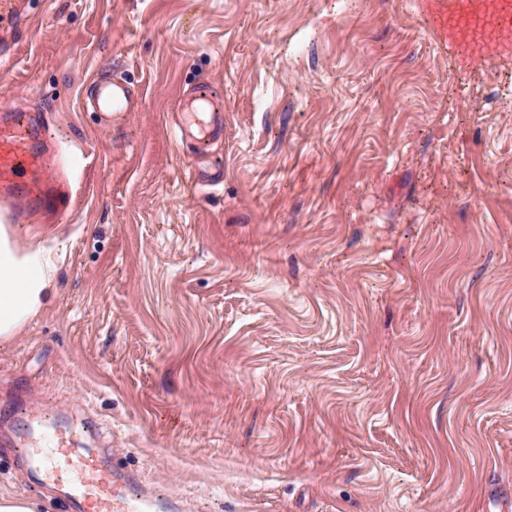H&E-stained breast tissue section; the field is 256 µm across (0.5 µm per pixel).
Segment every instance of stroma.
<instances>
[{
    "instance_id": "1",
    "label": "stroma",
    "mask_w": 512,
    "mask_h": 512,
    "mask_svg": "<svg viewBox=\"0 0 512 512\" xmlns=\"http://www.w3.org/2000/svg\"><path fill=\"white\" fill-rule=\"evenodd\" d=\"M425 8L34 0L0 107L92 162L12 227L64 255L0 415L43 404L183 512H512V55ZM102 72L143 89L109 125ZM201 82L224 139L194 152ZM0 488L57 512L7 459ZM177 140H189L194 146L206 145L224 136V109L215 101L212 89L199 83L176 100Z\"/></svg>"
}]
</instances>
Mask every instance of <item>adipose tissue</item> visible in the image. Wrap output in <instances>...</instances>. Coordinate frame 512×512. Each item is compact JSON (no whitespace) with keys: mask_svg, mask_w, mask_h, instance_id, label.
<instances>
[{"mask_svg":"<svg viewBox=\"0 0 512 512\" xmlns=\"http://www.w3.org/2000/svg\"><path fill=\"white\" fill-rule=\"evenodd\" d=\"M57 260L52 249L20 245L0 225V343L20 336L55 295Z\"/></svg>","mask_w":512,"mask_h":512,"instance_id":"adipose-tissue-1","label":"adipose tissue"}]
</instances>
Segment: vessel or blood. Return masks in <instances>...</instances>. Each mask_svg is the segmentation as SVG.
<instances>
[{
	"instance_id": "1",
	"label": "vessel or blood",
	"mask_w": 512,
	"mask_h": 512,
	"mask_svg": "<svg viewBox=\"0 0 512 512\" xmlns=\"http://www.w3.org/2000/svg\"><path fill=\"white\" fill-rule=\"evenodd\" d=\"M431 26L449 48L475 61L512 53V0H432ZM27 0H0V56L11 55L28 32ZM141 90L125 78L101 75L86 101L104 123L135 111ZM177 140L202 146L224 135V109L212 89L198 84L176 101ZM60 150L47 132L41 105L0 108V218L20 223L57 210L70 184L59 172ZM9 445L33 483L57 489L64 512H169L168 499L143 488L132 472L81 447L72 431L38 404L12 425Z\"/></svg>"
}]
</instances>
